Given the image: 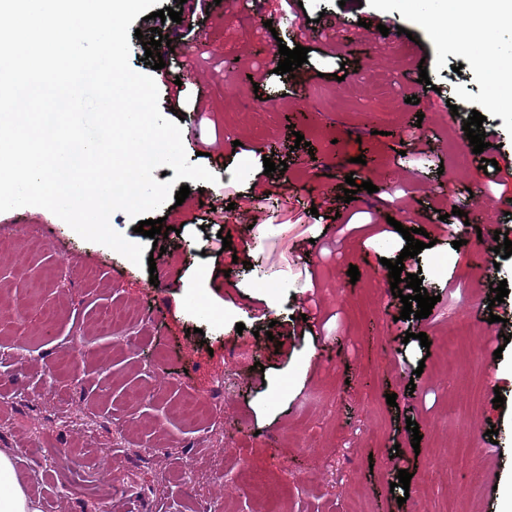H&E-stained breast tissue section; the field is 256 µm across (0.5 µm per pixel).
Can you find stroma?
<instances>
[{
  "instance_id": "obj_1",
  "label": "stroma",
  "mask_w": 512,
  "mask_h": 512,
  "mask_svg": "<svg viewBox=\"0 0 512 512\" xmlns=\"http://www.w3.org/2000/svg\"><path fill=\"white\" fill-rule=\"evenodd\" d=\"M195 23L187 53L155 71L129 39L135 71L160 88L182 81L183 110L170 118L189 162L217 177L157 210L168 237L139 238L138 219L111 215L146 252L164 246L155 269L85 241L45 208L0 212V291L11 301L0 309V452L14 454L40 512L92 502L101 512H203L206 501L226 512H500L490 488L512 486V257L494 252L493 237L512 228L497 202L512 176L493 184L480 164L512 156V106L491 107L483 74L403 0H302L285 12L278 0H234ZM403 29L416 39L407 61L394 49ZM283 45L308 54L280 75ZM346 82L354 96L330 103ZM470 110L491 146L461 166L452 148L467 144ZM267 157L287 169L265 173ZM349 175L376 192L343 201ZM443 215L453 232L438 231ZM391 218L434 240L419 255L437 299L429 317L400 316L385 262L406 241L387 231ZM261 264L272 270L264 290ZM502 280L508 297L489 305ZM107 308L138 318L104 336L96 321ZM460 320L470 335L442 346ZM116 341L124 349L110 360L91 357L45 384L66 348ZM444 359L459 368L454 382ZM197 394L210 397L212 420L191 427L173 407Z\"/></svg>"
}]
</instances>
